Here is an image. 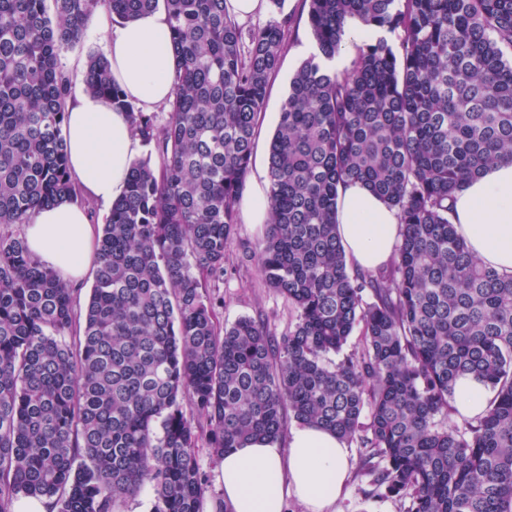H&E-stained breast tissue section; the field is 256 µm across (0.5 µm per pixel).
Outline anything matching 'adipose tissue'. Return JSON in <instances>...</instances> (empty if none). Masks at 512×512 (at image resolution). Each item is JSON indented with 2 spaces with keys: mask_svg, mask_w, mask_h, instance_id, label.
I'll use <instances>...</instances> for the list:
<instances>
[{
  "mask_svg": "<svg viewBox=\"0 0 512 512\" xmlns=\"http://www.w3.org/2000/svg\"><path fill=\"white\" fill-rule=\"evenodd\" d=\"M112 73L129 100L151 108L174 98V56L167 15L154 11L118 27L109 44ZM71 172L81 192L110 203L125 191L139 140L124 112L75 90L63 127ZM338 233L355 265L388 264L400 239L396 210L362 184L339 186ZM453 222L470 253L484 266L512 274V162L489 168L455 196ZM24 236L30 251L79 285L96 260L94 230L84 207L64 202L40 209ZM349 449L335 434L310 425L279 443L236 448L219 463L224 502L231 512H283L295 497L305 512H329L343 492Z\"/></svg>",
  "mask_w": 512,
  "mask_h": 512,
  "instance_id": "1",
  "label": "adipose tissue"
}]
</instances>
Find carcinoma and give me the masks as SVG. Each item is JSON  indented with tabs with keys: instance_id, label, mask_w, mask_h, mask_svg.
Masks as SVG:
<instances>
[{
	"instance_id": "1",
	"label": "carcinoma",
	"mask_w": 512,
	"mask_h": 512,
	"mask_svg": "<svg viewBox=\"0 0 512 512\" xmlns=\"http://www.w3.org/2000/svg\"><path fill=\"white\" fill-rule=\"evenodd\" d=\"M158 2L0 0V512L21 497L117 512L147 485L152 512H204L199 442L219 460L281 439L287 416L370 449V495L400 512H512V275L467 251L450 205L512 160V0H304L316 53L270 142L258 254L297 311L280 340L252 317L221 327L207 280L224 277L290 14L245 43L227 0H164L175 98L159 131L90 56L86 91L129 113L159 169L131 163L84 309L15 230L81 197L62 136L63 52L96 9L129 22ZM349 18L366 34L338 74L323 61ZM349 183L397 210L384 267H353L340 243ZM462 376L494 396L459 425Z\"/></svg>"
}]
</instances>
